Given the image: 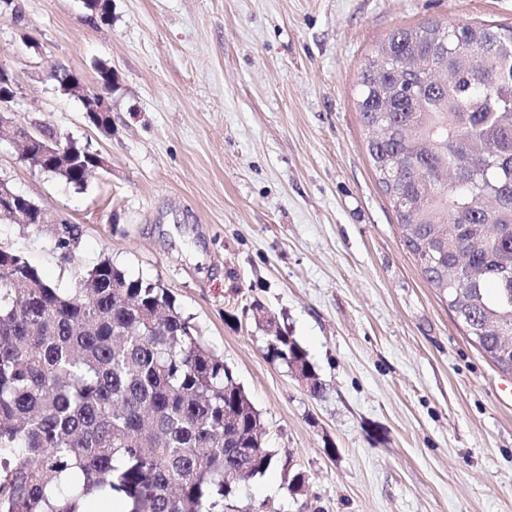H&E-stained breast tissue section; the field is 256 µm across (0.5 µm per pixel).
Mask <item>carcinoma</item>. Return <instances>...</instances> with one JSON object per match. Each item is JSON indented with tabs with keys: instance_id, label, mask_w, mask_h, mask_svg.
<instances>
[{
	"instance_id": "cac0c4a2",
	"label": "carcinoma",
	"mask_w": 512,
	"mask_h": 512,
	"mask_svg": "<svg viewBox=\"0 0 512 512\" xmlns=\"http://www.w3.org/2000/svg\"><path fill=\"white\" fill-rule=\"evenodd\" d=\"M512 27L400 29L365 59L357 83L370 162L402 241L467 336L512 374ZM442 86L427 83L435 68ZM57 130L32 133L38 152ZM58 150L49 172L77 190L91 156ZM56 248L68 261L78 226ZM267 356L307 370L291 336ZM224 359L159 282L103 259L72 288L0 251V512H222L240 484L277 462Z\"/></svg>"
}]
</instances>
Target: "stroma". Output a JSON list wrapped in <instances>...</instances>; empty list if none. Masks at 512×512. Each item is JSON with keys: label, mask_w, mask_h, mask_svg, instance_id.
<instances>
[{"label": "stroma", "mask_w": 512, "mask_h": 512, "mask_svg": "<svg viewBox=\"0 0 512 512\" xmlns=\"http://www.w3.org/2000/svg\"><path fill=\"white\" fill-rule=\"evenodd\" d=\"M0 10V67L21 122H48L109 163L84 190L0 144V178L79 226L0 218V249L50 282L108 258L160 281L261 415L279 459L236 512H512V375L474 345L404 246L356 106L368 55L430 23L512 26V0H83ZM115 75L112 132L55 72ZM294 337L326 385L269 359ZM304 471L288 490L283 461Z\"/></svg>", "instance_id": "35a3bbf8"}]
</instances>
